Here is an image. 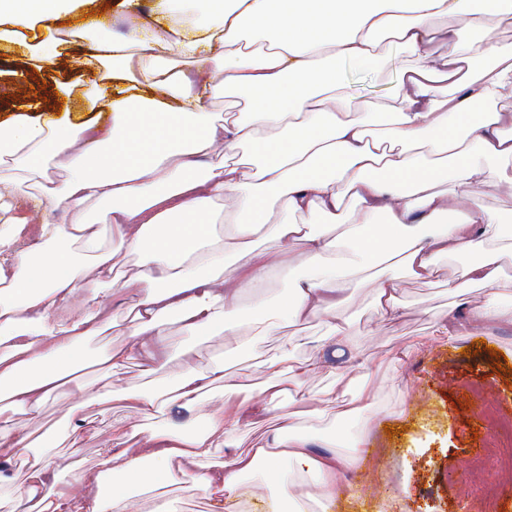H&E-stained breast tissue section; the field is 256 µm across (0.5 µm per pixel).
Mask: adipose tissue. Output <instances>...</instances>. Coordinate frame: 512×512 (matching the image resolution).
I'll use <instances>...</instances> for the list:
<instances>
[{
  "mask_svg": "<svg viewBox=\"0 0 512 512\" xmlns=\"http://www.w3.org/2000/svg\"><path fill=\"white\" fill-rule=\"evenodd\" d=\"M74 9L0 0V48L29 50L34 17L39 64L89 40L84 109L112 114L108 126L42 114L0 124V461L17 469L0 475V500L10 512H132L133 497L180 475L223 512L258 473L288 486L289 512H331L363 434L347 452L331 437L317 452L282 408L325 368L297 360L303 328L319 324L325 345L345 336L344 307L365 284L379 321L398 319L404 277L490 289L467 308L469 329L512 321L499 304L512 290V218L476 192L512 199V43L495 37L512 0H156L150 20L112 39L94 38L96 13L61 26ZM392 44L414 61L376 130L370 104L337 95L336 70H377ZM236 95L244 107L213 112ZM29 226L35 242L17 249ZM283 268L288 293L252 309L257 335L230 325L246 291H266ZM111 334L124 344L90 358L85 341ZM199 336L221 337L246 368L203 357ZM133 367L148 384L122 386ZM229 390L239 399L204 407ZM115 402L125 412L95 468L79 472V491L62 487L57 447L87 438L88 419ZM174 407L204 411L205 430L167 418ZM274 409L283 431L241 447V430ZM24 416L41 418V434Z\"/></svg>",
  "mask_w": 512,
  "mask_h": 512,
  "instance_id": "ef3b65f1",
  "label": "adipose tissue"
}]
</instances>
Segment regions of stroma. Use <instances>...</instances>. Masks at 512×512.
I'll list each match as a JSON object with an SVG mask.
<instances>
[{
  "instance_id": "1",
  "label": "stroma",
  "mask_w": 512,
  "mask_h": 512,
  "mask_svg": "<svg viewBox=\"0 0 512 512\" xmlns=\"http://www.w3.org/2000/svg\"><path fill=\"white\" fill-rule=\"evenodd\" d=\"M154 0H93L103 18L102 36H121L133 18H147ZM80 47H73L54 66L34 69L21 55L0 49V122L37 107L50 116L85 120L79 86L90 75L83 71ZM404 53L393 48L380 70L364 73L340 69L339 82L353 102H371L377 123L391 117L400 81L398 61ZM73 86L60 96L61 85ZM481 288L461 289L449 297L445 285L402 280L400 319L380 323L374 318L368 287L353 294L344 312L348 337L344 353L307 346L299 358L323 355L327 366L304 395L284 394L291 411L312 415L324 390L355 397L360 381L375 390L372 408L359 410L355 424L366 435L365 465L346 473L351 486L363 492L336 501L335 512H468L472 501L492 495L496 512H512V466L492 449L500 416L512 418V321L491 320L479 331L455 339L437 335L439 319L452 303L464 306L485 301ZM370 358L363 380L347 373L346 350Z\"/></svg>"
}]
</instances>
